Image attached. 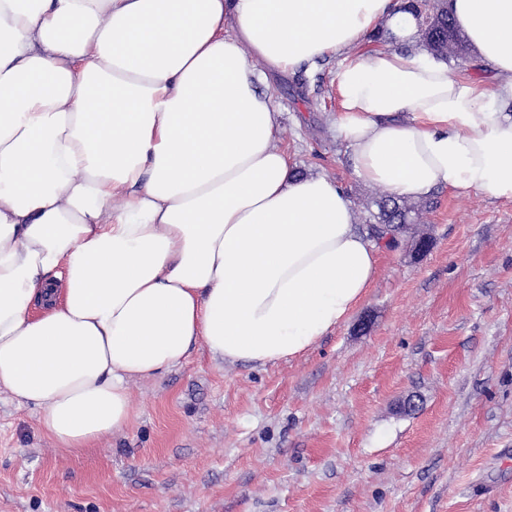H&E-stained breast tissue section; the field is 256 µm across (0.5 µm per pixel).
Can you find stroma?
Wrapping results in <instances>:
<instances>
[{
    "label": "stroma",
    "mask_w": 512,
    "mask_h": 512,
    "mask_svg": "<svg viewBox=\"0 0 512 512\" xmlns=\"http://www.w3.org/2000/svg\"><path fill=\"white\" fill-rule=\"evenodd\" d=\"M335 70L267 89L279 145L361 221L382 191L346 163ZM416 230L429 250H383L365 301L308 354L263 368L196 346L131 383L129 424L80 455L0 391V512H512V201L442 190Z\"/></svg>",
    "instance_id": "35a3bbf8"
}]
</instances>
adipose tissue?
Returning a JSON list of instances; mask_svg holds the SVG:
<instances>
[{"label": "adipose tissue", "instance_id": "obj_1", "mask_svg": "<svg viewBox=\"0 0 512 512\" xmlns=\"http://www.w3.org/2000/svg\"><path fill=\"white\" fill-rule=\"evenodd\" d=\"M447 5L493 86L418 47L401 0H0V389L55 447L122 430L130 383L196 343L275 365L367 296L380 248L277 146L268 74L337 58L358 181L512 200V0Z\"/></svg>", "mask_w": 512, "mask_h": 512}]
</instances>
